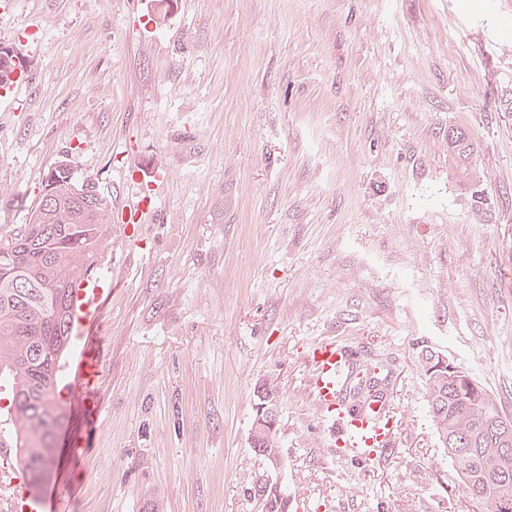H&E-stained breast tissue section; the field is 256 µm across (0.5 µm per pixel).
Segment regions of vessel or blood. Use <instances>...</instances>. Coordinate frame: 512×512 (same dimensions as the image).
Listing matches in <instances>:
<instances>
[{
    "label": "vessel or blood",
    "instance_id": "vessel-or-blood-1",
    "mask_svg": "<svg viewBox=\"0 0 512 512\" xmlns=\"http://www.w3.org/2000/svg\"><path fill=\"white\" fill-rule=\"evenodd\" d=\"M104 294L105 282L98 274L85 279L76 292L81 348L74 360L75 369L70 374V391H85L95 380L98 364L94 331L98 325L99 307L105 300ZM353 357V349L333 340L314 345L310 353L312 370L308 391L317 409L334 418L345 451L353 458L366 461L389 441L386 426L373 421L386 403L377 398L366 405L364 412H349L343 397L353 384L350 375ZM23 508L25 512H66V497L61 493L32 497L25 500Z\"/></svg>",
    "mask_w": 512,
    "mask_h": 512
}]
</instances>
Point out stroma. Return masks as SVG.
Wrapping results in <instances>:
<instances>
[{
    "label": "stroma",
    "mask_w": 512,
    "mask_h": 512,
    "mask_svg": "<svg viewBox=\"0 0 512 512\" xmlns=\"http://www.w3.org/2000/svg\"><path fill=\"white\" fill-rule=\"evenodd\" d=\"M0 47L27 82L0 109V234L63 161L112 207L100 422L46 485L77 483L68 512H262L266 382L291 512H479L416 345L512 413V0H0ZM321 340L388 375L366 463L309 396ZM474 151V141L464 130L450 129L448 131V152L462 174L468 175ZM257 399H258V402L256 403V415L254 417V420H253V423H252V428H253V431H252V434H251V444L253 446H257V450L258 449H264L266 447L268 448H275L278 444V442L276 443V438L274 437V431L275 433H277V428L275 430V426L272 424V423H267L266 421H263V419L261 418L259 422H256V418H257V415H258V412H259V405L262 404V400L260 398V396L258 395V391H257ZM261 446V448H260ZM263 446V447H262ZM278 449H280V447H276Z\"/></svg>",
    "instance_id": "obj_1"
}]
</instances>
